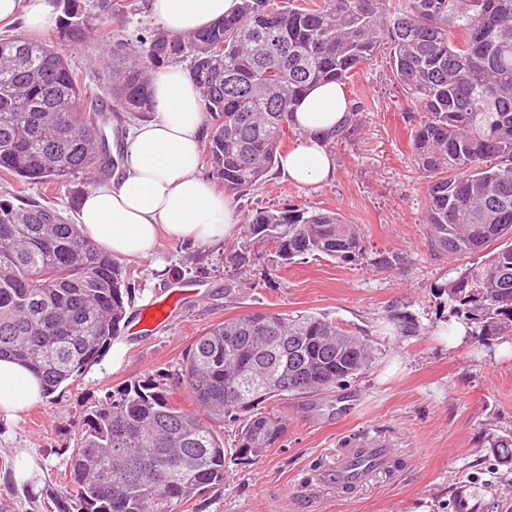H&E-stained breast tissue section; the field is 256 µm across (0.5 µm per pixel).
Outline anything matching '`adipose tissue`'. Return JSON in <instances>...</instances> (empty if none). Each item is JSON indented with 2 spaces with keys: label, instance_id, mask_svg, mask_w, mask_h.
<instances>
[{
  "label": "adipose tissue",
  "instance_id": "1",
  "mask_svg": "<svg viewBox=\"0 0 512 512\" xmlns=\"http://www.w3.org/2000/svg\"><path fill=\"white\" fill-rule=\"evenodd\" d=\"M240 0H150L156 23L173 35L207 27L236 12ZM23 19L26 35L49 31L56 17L48 0H0V28ZM157 116L112 137L122 158L111 181L90 187L79 207L84 234L116 258L150 259L161 236L215 245L231 239L238 221L232 195L216 192L201 172L204 124L197 88L182 65L151 74ZM335 84L317 85L300 99L292 126L300 142L282 156V176L307 185L336 177V159L323 144L348 117ZM43 399L39 378L24 365L0 360V414L13 417Z\"/></svg>",
  "mask_w": 512,
  "mask_h": 512
}]
</instances>
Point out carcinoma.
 Segmentation results:
<instances>
[{"label": "carcinoma", "instance_id": "carcinoma-1", "mask_svg": "<svg viewBox=\"0 0 512 512\" xmlns=\"http://www.w3.org/2000/svg\"><path fill=\"white\" fill-rule=\"evenodd\" d=\"M54 40L0 35V180L49 187L81 175L97 184L107 155L100 97L72 50L89 43L112 8L134 0H55ZM388 52L411 103L412 157L428 179L425 222L434 243L471 255L441 286L478 342L512 332V0H241L237 13L185 36L155 25L113 39L100 65L112 111L131 121L154 111L151 69L187 64L208 130L205 162L235 196L259 188L288 142L299 97L345 85ZM269 246L284 264L303 255L354 261L358 224L335 210L256 208L231 246L241 270ZM123 267L78 224L34 197L0 194V358L38 375L45 396L95 364L121 332ZM369 345L333 319L248 312L209 329L178 379L195 409L139 381L86 414L69 457L63 512H174L224 483L225 455L255 461L286 420L271 403L336 388L367 365ZM240 422L224 448L216 426ZM349 463L373 471L355 448Z\"/></svg>", "mask_w": 512, "mask_h": 512}]
</instances>
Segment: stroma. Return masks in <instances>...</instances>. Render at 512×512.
I'll use <instances>...</instances> for the list:
<instances>
[{"label": "stroma", "mask_w": 512, "mask_h": 512, "mask_svg": "<svg viewBox=\"0 0 512 512\" xmlns=\"http://www.w3.org/2000/svg\"><path fill=\"white\" fill-rule=\"evenodd\" d=\"M134 14L103 18L85 59L110 44L113 32L151 25L148 0ZM360 102L354 136L333 148L336 178L298 185L271 175L238 200L239 210L298 205L341 212L364 231L363 258L342 263L306 255L283 265L271 254L242 274L225 262V246L162 240L152 259L122 266L131 283L119 344L121 363L105 353L52 398L0 417V512H61L71 447L87 409L132 382L164 383L172 404L193 409L176 373L192 343L214 325L240 314L280 310L336 319L370 345V361L348 386L282 401L285 434L256 461L226 457L223 485L205 489L176 512H459L466 486L471 512H512V463L489 448V435L512 432V335L479 345L453 339L457 324L440 287L465 265L437 250L425 223L426 181L411 157V114L388 59L376 56L345 87ZM397 255L388 269L376 253ZM179 300L167 321L140 332V312L167 295ZM402 313L419 331L400 336L389 317ZM387 440L403 460L351 490L325 481L346 449L360 439ZM35 469L16 477L20 456Z\"/></svg>", "instance_id": "obj_1"}]
</instances>
